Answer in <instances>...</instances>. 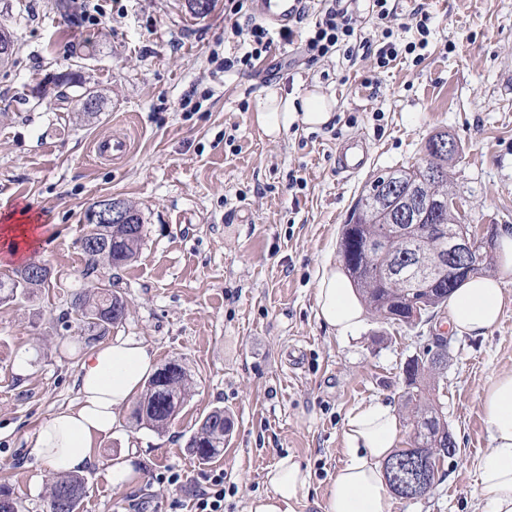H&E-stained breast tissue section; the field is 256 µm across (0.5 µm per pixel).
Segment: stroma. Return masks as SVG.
Returning <instances> with one entry per match:
<instances>
[{"label": "stroma", "mask_w": 512, "mask_h": 512, "mask_svg": "<svg viewBox=\"0 0 512 512\" xmlns=\"http://www.w3.org/2000/svg\"><path fill=\"white\" fill-rule=\"evenodd\" d=\"M71 2L66 11L59 0H0V28L14 40L0 66V218L26 206L39 214L40 240L23 261L54 272L36 297L0 303V491L27 512H48L54 473L31 440L77 400L88 349L62 316L85 289V215L112 196L138 209L144 240L117 272L129 313L111 335L143 341L157 364L178 360L194 389L161 433L118 413L82 473L80 512H193L195 493L218 473L224 512H247L288 455L311 474L295 512H325L345 460L347 414L382 398L406 419L404 368L437 336L448 339V363L434 396L457 452L440 463L429 494L392 497L390 512H486L474 468L491 446L480 397L497 372L512 370V280L487 336L449 333L443 309L416 328L370 311L340 339L316 318L315 275L339 261L341 228L370 176L416 164L440 132L464 148L448 176L468 223L512 227V0H391L399 44L419 38L408 21L415 7L431 20L422 54L387 70L339 53L311 62L277 41L256 70L232 76L211 61L234 50L224 39L227 0H211L203 15L188 0H117L97 23ZM60 73L76 78L65 99L39 95L45 77ZM314 87L336 103L330 124L264 133L256 116L270 90ZM87 90L101 97L91 116L79 100ZM187 95L197 109L180 108ZM106 134L129 139L126 159L97 158L92 145ZM355 136L371 158L347 179L336 151ZM294 175L305 188L290 187ZM217 407L231 432L220 456L201 461L187 441ZM127 456L135 478L113 485L110 468Z\"/></svg>", "instance_id": "obj_1"}]
</instances>
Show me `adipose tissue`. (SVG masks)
<instances>
[{
	"label": "adipose tissue",
	"instance_id": "obj_1",
	"mask_svg": "<svg viewBox=\"0 0 512 512\" xmlns=\"http://www.w3.org/2000/svg\"><path fill=\"white\" fill-rule=\"evenodd\" d=\"M333 102L317 92L282 96L270 92L257 122L268 136L295 123L327 125ZM512 278V229L501 230V263L493 278L474 276L449 298L448 323L460 336L481 337L504 309L501 284ZM364 305L345 275L332 262L317 272L316 317L341 339L364 320ZM156 363L142 341L118 338L84 358L76 380L75 405L58 410L33 435L37 456L54 472L78 471L91 459L96 440L112 430L117 411L128 404L154 372ZM491 438L476 462L478 485L487 512H512V370L497 373L481 397ZM400 421L395 406L375 400L351 411L343 430L346 459L337 470L325 512H389L390 488L383 468L395 451ZM268 491L254 497L248 512H294L293 504L309 483L300 458L286 456L266 474Z\"/></svg>",
	"mask_w": 512,
	"mask_h": 512
}]
</instances>
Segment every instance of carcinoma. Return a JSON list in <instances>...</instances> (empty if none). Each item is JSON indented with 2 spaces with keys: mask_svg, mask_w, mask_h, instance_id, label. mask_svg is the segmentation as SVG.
<instances>
[{
  "mask_svg": "<svg viewBox=\"0 0 512 512\" xmlns=\"http://www.w3.org/2000/svg\"><path fill=\"white\" fill-rule=\"evenodd\" d=\"M448 140L447 134L431 137L425 145L424 157L411 167L380 171L366 182L347 224L343 225L339 252L354 287L367 307L383 319L398 325L418 326L423 318H432L447 304L448 294L468 275L439 276L435 271L417 267V253L426 258L442 254L448 237L462 231H471L472 225L459 222L453 210L432 214L418 211L422 224L434 222L443 226L441 232L416 243L411 234L402 232L406 225L398 223L395 215L382 214L379 190L389 183L412 187L423 186V194L431 201L455 198L448 179V164L462 159V152L452 155L439 142ZM144 225L141 218L134 224H96L90 237L100 239L106 247L83 250L86 257L83 278L87 289L74 296L71 312L76 316L84 344L92 347L100 343L110 329L123 323L128 315V301L120 281L112 278V270L132 261L143 242ZM47 287V277L37 272L33 263L12 270L0 277V302L33 297ZM448 357V338H433L422 357L411 359L405 367V405L411 407L407 420L409 447L401 448L385 463L387 475L408 479L413 473L415 459L435 460L443 450L455 447L448 432V423L436 400L426 393L425 377L440 374ZM193 381L177 361L171 360L157 369L148 380L145 390L130 413L131 423L162 432L174 412L186 401ZM230 428L224 410L216 408L199 420L191 435L188 448L200 460L207 461L224 450V440ZM85 495L84 479L65 474L55 477L48 490L49 512H78Z\"/></svg>",
  "mask_w": 512,
  "mask_h": 512,
  "instance_id": "1",
  "label": "carcinoma"
}]
</instances>
